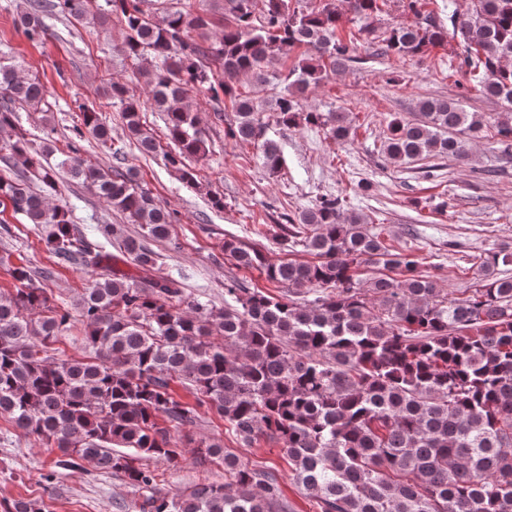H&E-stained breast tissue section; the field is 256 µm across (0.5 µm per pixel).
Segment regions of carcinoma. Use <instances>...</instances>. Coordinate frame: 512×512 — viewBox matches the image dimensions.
<instances>
[{
    "label": "carcinoma",
    "mask_w": 512,
    "mask_h": 512,
    "mask_svg": "<svg viewBox=\"0 0 512 512\" xmlns=\"http://www.w3.org/2000/svg\"><path fill=\"white\" fill-rule=\"evenodd\" d=\"M149 0H106L126 31L122 52L156 60L145 71L151 105L166 114L164 136L172 150L165 166L198 189L191 157L209 152L192 94L224 95L234 117L224 136L253 145L271 175L284 167L268 136L263 104L239 91L243 77L275 79L283 91L270 103L276 122L326 130L340 144L352 139L344 112L303 107L302 98L352 60L358 37L370 39L371 19L386 0H224V30L210 40L213 20L191 4L150 17ZM415 21L390 26L378 50L419 57L448 40L466 48L463 64L479 72L478 87L505 111L491 117L496 144L512 154V0H469L448 24L403 0ZM87 0H34L21 16L31 40L48 31L58 11L86 16ZM356 31L339 36L342 23ZM304 52L286 75L268 65L297 49ZM109 95L123 105L129 140L145 155L158 151L153 129L124 84ZM44 89L0 60V133L15 128L17 103L42 111ZM485 115L448 98H424L412 117L396 114L381 152L401 166L431 158L468 159V141ZM91 138L125 159L103 113L80 108L73 137L56 164L57 148L9 137L4 148L18 167L0 178V204L40 233L56 265L93 272L76 306L89 355L63 358L49 345L68 333L75 317L50 304L44 285L54 269L9 266L15 288L0 293V416L25 437L58 453L60 468L88 461L119 474L142 496L140 512H288L277 474L251 468L224 451L220 441L184 440L173 431L191 426L197 408L224 419L236 440L265 437L280 445L294 480L320 512H512V278L497 273L512 263L502 248L475 262L476 282L464 298H448L431 275L417 271L412 254L393 253L366 218L343 213L345 200L324 196L287 224L281 245L303 247L314 262H273L234 237L224 254L239 268H257L272 283L288 286L275 297L236 281L224 284V306L191 300L174 276L154 275L150 240L173 249L177 215L137 182L131 172L109 173L81 156ZM93 188L98 197L143 231L118 238L112 224L86 235L73 209L51 205L58 170ZM118 241L132 261L130 274L108 263ZM367 267L402 276L363 277ZM179 382L195 403L173 396ZM194 447L195 458L224 464V482L198 483L160 495L150 459L173 462ZM5 512H44L37 499L19 500Z\"/></svg>",
    "instance_id": "carcinoma-1"
}]
</instances>
